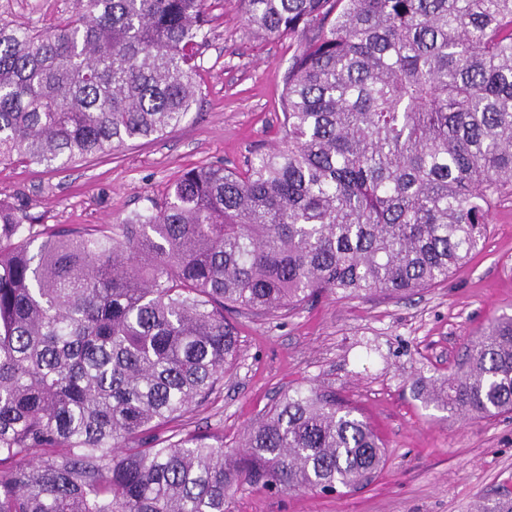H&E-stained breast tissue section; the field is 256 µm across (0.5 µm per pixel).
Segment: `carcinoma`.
Listing matches in <instances>:
<instances>
[{"mask_svg":"<svg viewBox=\"0 0 512 512\" xmlns=\"http://www.w3.org/2000/svg\"><path fill=\"white\" fill-rule=\"evenodd\" d=\"M240 2L252 32L300 39L277 147L191 168L117 224L39 228L0 202V512H230L245 485L363 484L384 444L315 385L236 448L186 429L237 359L229 315L445 283L512 198V0ZM209 10L84 0L50 32L0 18V162L64 168L179 126ZM424 398L512 413V316Z\"/></svg>","mask_w":512,"mask_h":512,"instance_id":"carcinoma-1","label":"carcinoma"}]
</instances>
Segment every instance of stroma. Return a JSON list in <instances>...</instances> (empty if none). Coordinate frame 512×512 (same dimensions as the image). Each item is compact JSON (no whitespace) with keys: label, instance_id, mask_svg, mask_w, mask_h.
Instances as JSON below:
<instances>
[{"label":"stroma","instance_id":"stroma-1","mask_svg":"<svg viewBox=\"0 0 512 512\" xmlns=\"http://www.w3.org/2000/svg\"><path fill=\"white\" fill-rule=\"evenodd\" d=\"M80 9L79 0H0L1 17L41 31ZM211 16L197 52L198 102L175 131L57 170L2 163L0 199L37 225L112 224L162 197L186 169H241L277 144L296 41L254 37L239 0H222ZM502 314L512 315V200L493 211L471 261L418 295L327 294L290 311L236 315L238 358L189 426L210 428L234 448L281 394L316 385L360 410L387 462L342 495L249 488L232 512H476L480 496L512 491V414L464 422L413 391L453 373L466 339Z\"/></svg>","mask_w":512,"mask_h":512}]
</instances>
